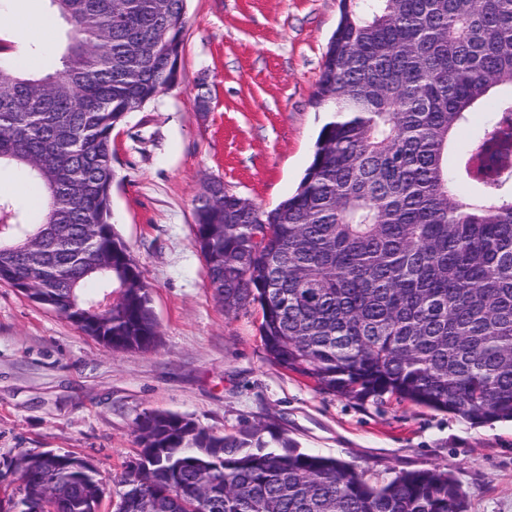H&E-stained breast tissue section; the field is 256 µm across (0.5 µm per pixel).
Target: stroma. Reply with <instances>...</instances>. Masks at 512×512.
<instances>
[{
	"mask_svg": "<svg viewBox=\"0 0 512 512\" xmlns=\"http://www.w3.org/2000/svg\"><path fill=\"white\" fill-rule=\"evenodd\" d=\"M47 0H0L18 52L65 25L32 29ZM341 0H188L177 85L112 133V222L138 262L158 322L148 350L107 352L66 318L0 285V457L53 449L91 461L118 493L145 412L214 433L271 421L299 448L355 466L373 484L447 468L469 512H512V422L473 425L393 398L318 391L267 357L259 314H225L193 233L205 178L270 209L297 188L328 115L315 99ZM205 94L206 112L194 99Z\"/></svg>",
	"mask_w": 512,
	"mask_h": 512,
	"instance_id": "obj_1",
	"label": "stroma"
}]
</instances>
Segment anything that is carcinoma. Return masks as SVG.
Segmentation results:
<instances>
[{
    "label": "carcinoma",
    "mask_w": 512,
    "mask_h": 512,
    "mask_svg": "<svg viewBox=\"0 0 512 512\" xmlns=\"http://www.w3.org/2000/svg\"><path fill=\"white\" fill-rule=\"evenodd\" d=\"M49 2L70 26L62 66L43 46L0 56V168L25 187L0 200V284L110 352L148 350V285L110 222L112 131L178 82L187 0ZM316 99L332 116L293 195L264 210L202 183L214 299L258 306L268 358L322 392L512 421V0H343ZM485 109L479 144L448 163ZM135 433L117 512H468L445 468L373 485L273 423L216 435L149 411ZM13 461L22 487L0 512H91L85 459L23 453L1 479Z\"/></svg>",
    "instance_id": "1"
}]
</instances>
